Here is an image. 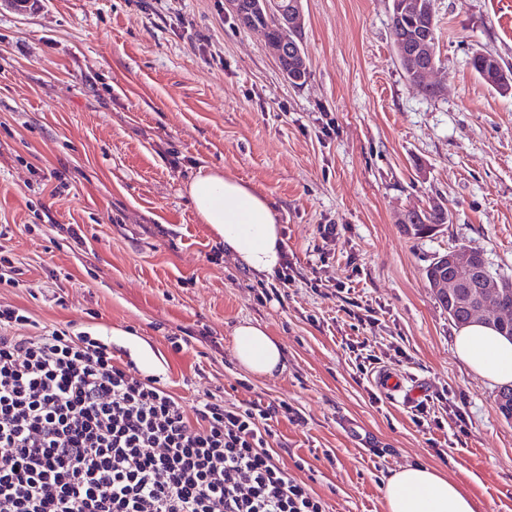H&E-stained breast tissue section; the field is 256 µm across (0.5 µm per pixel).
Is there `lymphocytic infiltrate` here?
Instances as JSON below:
<instances>
[{"label": "lymphocytic infiltrate", "mask_w": 512, "mask_h": 512, "mask_svg": "<svg viewBox=\"0 0 512 512\" xmlns=\"http://www.w3.org/2000/svg\"><path fill=\"white\" fill-rule=\"evenodd\" d=\"M282 399L193 406L89 332L0 303V512H327L274 448Z\"/></svg>", "instance_id": "lymphocytic-infiltrate-1"}]
</instances>
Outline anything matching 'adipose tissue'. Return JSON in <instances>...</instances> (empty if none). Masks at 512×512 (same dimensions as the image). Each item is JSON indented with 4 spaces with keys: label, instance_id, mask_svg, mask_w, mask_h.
<instances>
[{
    "label": "adipose tissue",
    "instance_id": "obj_1",
    "mask_svg": "<svg viewBox=\"0 0 512 512\" xmlns=\"http://www.w3.org/2000/svg\"><path fill=\"white\" fill-rule=\"evenodd\" d=\"M185 190L200 223L223 242L226 254L260 276L270 278L280 271L286 248L274 200L218 170L197 171ZM232 349L237 362L255 376L272 377L284 367L282 341L260 324H238ZM452 349L457 360L488 385L512 383V340L494 328L465 325L455 331ZM385 512H479V506L436 469L408 464L387 478Z\"/></svg>",
    "mask_w": 512,
    "mask_h": 512
}]
</instances>
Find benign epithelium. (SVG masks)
<instances>
[{"mask_svg": "<svg viewBox=\"0 0 512 512\" xmlns=\"http://www.w3.org/2000/svg\"><path fill=\"white\" fill-rule=\"evenodd\" d=\"M399 11L406 15L412 25L417 27L413 40L409 43L398 42L400 61L410 68L413 75L412 83L420 88L427 86L428 77L435 68V46L431 31L434 27V13L421 5V0H404L399 5ZM273 14L287 26L300 27L303 24L301 7H296L291 12L274 10ZM483 64L487 65V80L494 84L508 82V77L492 55L483 56ZM448 261V269L452 275L448 278H440L434 284L438 291L455 292L457 288L466 289L465 294H457L459 302L468 313L469 318L479 317V321L490 326L502 322V308L498 306L495 298L502 293V286L496 281L487 279L471 285L466 280V275L475 269L478 264L476 253L465 248L448 250L444 257Z\"/></svg>", "mask_w": 512, "mask_h": 512, "instance_id": "obj_1", "label": "benign epithelium"}]
</instances>
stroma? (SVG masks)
I'll return each mask as SVG.
<instances>
[{
  "instance_id": "35a3bbf8",
  "label": "stroma",
  "mask_w": 512,
  "mask_h": 512,
  "mask_svg": "<svg viewBox=\"0 0 512 512\" xmlns=\"http://www.w3.org/2000/svg\"><path fill=\"white\" fill-rule=\"evenodd\" d=\"M432 4L433 96L396 60L392 0H302L300 85L224 0H0V225L24 271L0 300L101 336L186 401H288L305 425L273 430L329 512H384L390 470L417 463L460 481L480 512H512V420L456 359L425 276L465 247L512 281V93L470 64L489 53L512 70V0ZM202 166L276 201L303 276L278 299L257 301L261 277L234 259L211 263L216 240L185 192ZM433 205L448 222L417 237L403 219ZM322 224L337 225L335 245ZM314 276L350 282L378 322L306 288ZM243 320L282 341L281 373L238 364ZM381 369L409 374L419 402L381 394ZM342 417L383 454L355 447Z\"/></svg>"
}]
</instances>
